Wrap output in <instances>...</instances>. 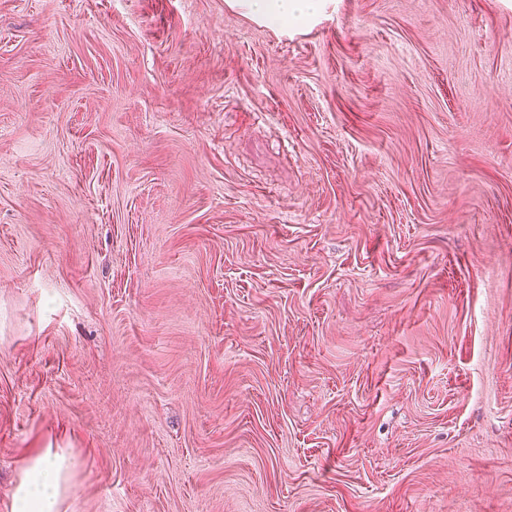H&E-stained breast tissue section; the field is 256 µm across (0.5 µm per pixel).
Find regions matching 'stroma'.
<instances>
[{
    "instance_id": "obj_1",
    "label": "stroma",
    "mask_w": 512,
    "mask_h": 512,
    "mask_svg": "<svg viewBox=\"0 0 512 512\" xmlns=\"http://www.w3.org/2000/svg\"><path fill=\"white\" fill-rule=\"evenodd\" d=\"M512 512V0H0V512ZM253 17L272 25H288L303 19L317 17L325 6L324 0H237ZM66 459L50 453L35 460L13 495V512H58Z\"/></svg>"
}]
</instances>
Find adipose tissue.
<instances>
[{"mask_svg":"<svg viewBox=\"0 0 512 512\" xmlns=\"http://www.w3.org/2000/svg\"><path fill=\"white\" fill-rule=\"evenodd\" d=\"M250 15L272 25L317 17L325 0H237ZM66 459L48 454L35 460L13 495L12 512H59Z\"/></svg>","mask_w":512,"mask_h":512,"instance_id":"ef3b65f1","label":"adipose tissue"}]
</instances>
